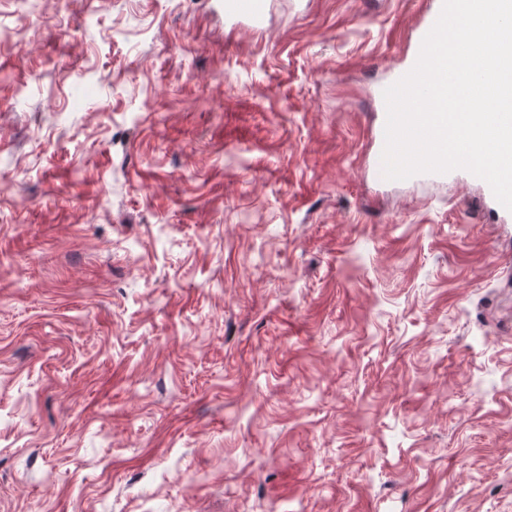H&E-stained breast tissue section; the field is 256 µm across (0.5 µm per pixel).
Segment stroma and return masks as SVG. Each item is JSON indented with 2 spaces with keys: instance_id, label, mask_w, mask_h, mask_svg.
<instances>
[{
  "instance_id": "35a3bbf8",
  "label": "stroma",
  "mask_w": 512,
  "mask_h": 512,
  "mask_svg": "<svg viewBox=\"0 0 512 512\" xmlns=\"http://www.w3.org/2000/svg\"><path fill=\"white\" fill-rule=\"evenodd\" d=\"M429 0H0V512H512V217L383 178ZM266 2L265 0L224 1V17L234 24L258 25L263 21ZM442 4H443V0H432L430 2V6H429L428 10L426 11L425 16L423 17V20L421 21V23L419 24L418 29H417L416 47H415V51L412 55L411 62L409 63L407 68L405 70H403L395 80H393L391 83H389L387 86H385L384 89L386 87L390 86L391 84L395 83L396 81H398L400 78H402L405 74H407L413 68V66L415 65L416 60L418 58V55H419L422 40L425 37V35L430 31V29L433 27V25L435 24L439 14H440ZM384 89L381 92V101H382V105H383V109H384V112H383L384 114H383L382 127L379 132L380 142L383 146V149H384V145H385V124H386V117H387L386 104H385V100H384V96H383Z\"/></svg>"
}]
</instances>
